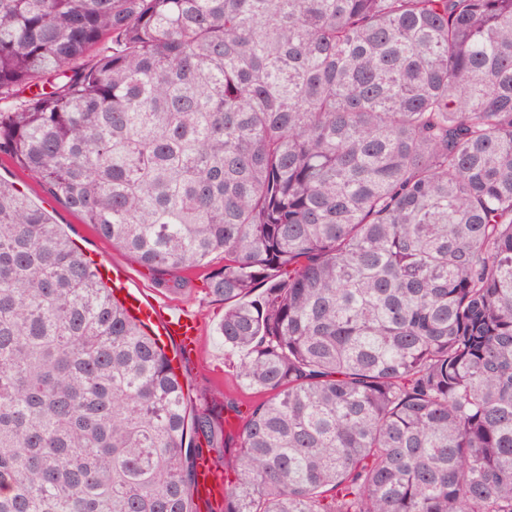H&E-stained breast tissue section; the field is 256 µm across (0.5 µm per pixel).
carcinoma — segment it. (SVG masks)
I'll return each instance as SVG.
<instances>
[{
	"label": "carcinoma",
	"mask_w": 512,
	"mask_h": 512,
	"mask_svg": "<svg viewBox=\"0 0 512 512\" xmlns=\"http://www.w3.org/2000/svg\"><path fill=\"white\" fill-rule=\"evenodd\" d=\"M0 152L268 395L228 450L0 181V512H512V0H0ZM220 470L222 475L210 458L206 456L197 460L195 497L206 507H219L224 496V470Z\"/></svg>",
	"instance_id": "cac0c4a2"
}]
</instances>
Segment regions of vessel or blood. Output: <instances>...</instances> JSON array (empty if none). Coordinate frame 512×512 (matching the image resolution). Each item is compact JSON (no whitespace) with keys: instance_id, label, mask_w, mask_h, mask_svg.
<instances>
[{"instance_id":"vessel-or-blood-1","label":"vessel or blood","mask_w":512,"mask_h":512,"mask_svg":"<svg viewBox=\"0 0 512 512\" xmlns=\"http://www.w3.org/2000/svg\"><path fill=\"white\" fill-rule=\"evenodd\" d=\"M100 275L110 278L114 292L120 293L121 301L131 316L145 323L164 344H175L184 350L194 345L200 334L197 320L185 312L164 310L141 295L129 291L124 273L117 268L98 265ZM224 495L222 475L208 457L196 463L195 497L198 502L218 507Z\"/></svg>"}]
</instances>
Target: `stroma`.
<instances>
[{
	"mask_svg": "<svg viewBox=\"0 0 512 512\" xmlns=\"http://www.w3.org/2000/svg\"><path fill=\"white\" fill-rule=\"evenodd\" d=\"M0 179L12 184L29 202L41 207L51 216L53 223L61 225L86 258L103 261L122 269L129 278V285L151 301L184 310L197 318L201 325L196 351L186 355L178 371L185 393L190 399L201 395L202 387H209L206 401L223 405L225 399H236L238 413H222L224 432L237 438L241 415L262 401V394L244 389L237 376L239 355H228L216 334L224 317L223 301L209 295L204 273H181L178 290H170L160 275L142 266L130 253L112 246L101 238L92 225L82 216L65 208L48 195L43 187L20 168L15 160L0 152Z\"/></svg>",
	"mask_w": 512,
	"mask_h": 512,
	"instance_id": "stroma-1",
	"label": "stroma"
}]
</instances>
